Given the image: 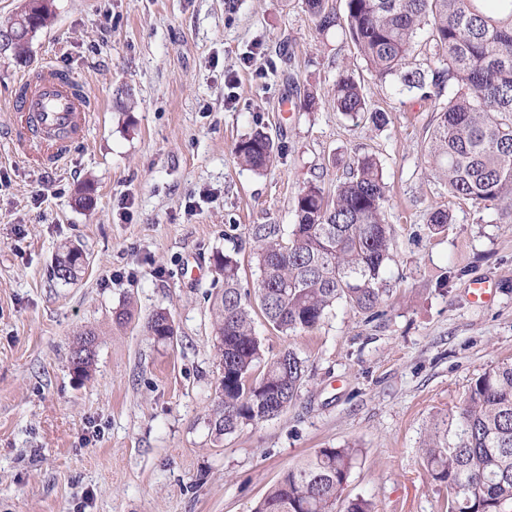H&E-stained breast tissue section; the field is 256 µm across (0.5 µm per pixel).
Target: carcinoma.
Listing matches in <instances>:
<instances>
[{"mask_svg":"<svg viewBox=\"0 0 512 512\" xmlns=\"http://www.w3.org/2000/svg\"><path fill=\"white\" fill-rule=\"evenodd\" d=\"M304 2L319 30L346 28L375 78L396 77L437 103L428 157L449 195L474 205L512 201V0H345L342 16L329 0ZM424 33L440 63L428 76L412 68ZM334 105L346 114L368 111L354 76L336 81ZM236 153L257 171L275 157L263 132L239 143ZM386 193L381 165L368 154L349 168L333 197L313 182L302 189L287 239L275 225L252 229L260 271L252 294L274 328L287 335L309 331L340 300L363 312L377 307L392 249ZM216 264L224 273V289L213 302L222 377L210 425L223 435L286 409L304 370L292 350L263 361L252 294L240 287L238 262L224 255ZM82 266L83 255L68 247L56 260L55 276L69 283ZM147 330L159 337L171 332L168 315L155 313ZM93 345L91 334L77 342L76 372H88ZM357 456L353 446L316 450L289 468L253 512H336ZM425 462L448 490L449 512H502L512 503V363L483 372L458 417L435 424Z\"/></svg>","mask_w":512,"mask_h":512,"instance_id":"obj_1","label":"carcinoma"}]
</instances>
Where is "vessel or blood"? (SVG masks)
<instances>
[{
	"mask_svg": "<svg viewBox=\"0 0 512 512\" xmlns=\"http://www.w3.org/2000/svg\"><path fill=\"white\" fill-rule=\"evenodd\" d=\"M11 108L17 118L15 145L25 150L39 143L46 157L56 162L83 137L92 104L84 93L75 91L70 77L46 66L24 82Z\"/></svg>",
	"mask_w": 512,
	"mask_h": 512,
	"instance_id": "obj_1",
	"label": "vessel or blood"
}]
</instances>
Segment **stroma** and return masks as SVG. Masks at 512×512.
<instances>
[{
    "label": "stroma",
    "instance_id": "1",
    "mask_svg": "<svg viewBox=\"0 0 512 512\" xmlns=\"http://www.w3.org/2000/svg\"><path fill=\"white\" fill-rule=\"evenodd\" d=\"M43 65L95 104L54 166L10 144L9 102ZM346 73L386 125L336 111ZM435 119L303 0H52L25 53L0 50V512H252L302 458L352 443L342 500L448 512L422 448L479 375L512 362V206L449 195L426 156ZM257 131L276 148L260 174L235 151ZM365 154L382 165L395 241L375 314L339 302L286 335L253 308L265 358L295 351L302 384L277 416L216 435L215 257L237 258L253 289L252 227L289 234L299 191L334 194ZM438 208L452 215L439 230ZM69 244L85 264L65 285L53 269ZM159 311L172 339L146 329ZM86 332L97 348L82 376L71 353Z\"/></svg>",
    "mask_w": 512,
    "mask_h": 512
}]
</instances>
